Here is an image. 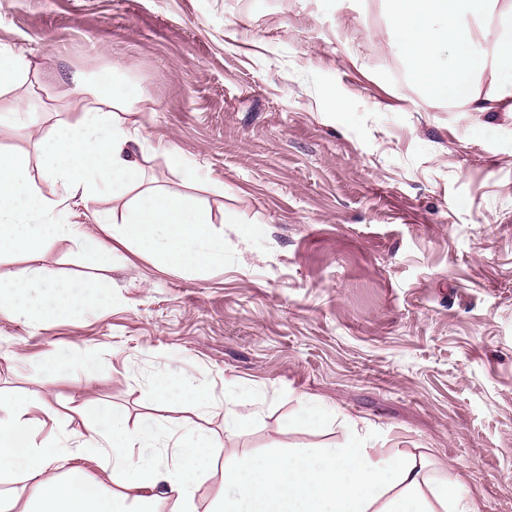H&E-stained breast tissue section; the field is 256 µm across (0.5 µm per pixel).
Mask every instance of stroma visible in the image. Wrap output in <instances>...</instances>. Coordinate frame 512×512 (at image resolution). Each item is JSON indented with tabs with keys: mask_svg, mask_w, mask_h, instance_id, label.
<instances>
[{
	"mask_svg": "<svg viewBox=\"0 0 512 512\" xmlns=\"http://www.w3.org/2000/svg\"><path fill=\"white\" fill-rule=\"evenodd\" d=\"M394 0H0V48L23 53L17 93L34 151L78 117L74 79L117 69L140 88L146 183L207 206L224 264L160 270L119 249L109 301L37 324L0 315V387L64 431L70 396L133 422L210 436L219 460L334 448L349 421L423 456L476 512H512V112L436 98L406 60ZM202 174L189 184L165 150ZM70 358L36 380L33 365ZM170 374L194 415L160 402ZM340 411L312 427L299 398ZM257 416L238 433L224 412ZM154 392L161 399H177L195 409H206L208 401L202 393L188 388L180 380L171 377H160L154 382Z\"/></svg>",
	"mask_w": 512,
	"mask_h": 512,
	"instance_id": "stroma-1",
	"label": "stroma"
}]
</instances>
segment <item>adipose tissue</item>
<instances>
[{"label":"adipose tissue","mask_w":512,"mask_h":512,"mask_svg":"<svg viewBox=\"0 0 512 512\" xmlns=\"http://www.w3.org/2000/svg\"><path fill=\"white\" fill-rule=\"evenodd\" d=\"M399 38L407 58L432 76L437 98L468 112L497 104L512 112V0H401ZM76 121L42 139L37 155L0 151V255L23 256L18 276H0V313L55 322L100 301L99 281L48 276L40 261L69 243L94 268H108L116 246L151 255L163 268L201 272L223 265L224 236L194 198L145 184L137 151L146 139L130 121L137 91L125 79L94 88ZM59 183L44 195L39 177ZM120 209L95 210L91 224L69 217L75 202L104 192ZM41 406L0 389V512H195L197 494L214 474L216 445L186 429L171 455L158 450L159 420L130 425L105 407L79 432L42 419ZM105 463V479L86 477L87 454ZM66 473H59L60 464ZM424 460L376 446L359 430L336 448H298L277 456H243L225 464L212 512H474L458 483L433 482Z\"/></svg>","instance_id":"1"}]
</instances>
